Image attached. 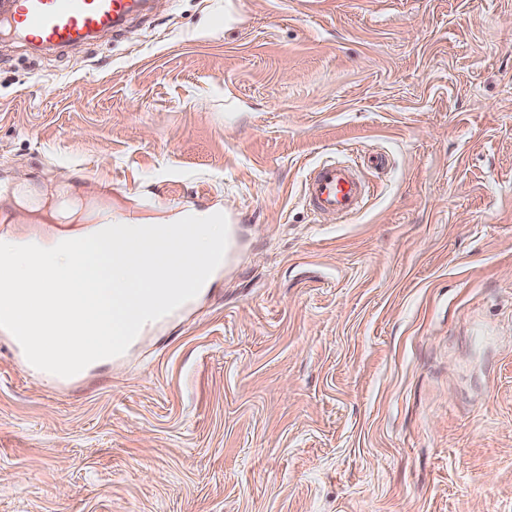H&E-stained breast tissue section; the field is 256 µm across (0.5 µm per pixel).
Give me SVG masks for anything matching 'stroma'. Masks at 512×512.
I'll return each instance as SVG.
<instances>
[{
    "label": "stroma",
    "instance_id": "1",
    "mask_svg": "<svg viewBox=\"0 0 512 512\" xmlns=\"http://www.w3.org/2000/svg\"><path fill=\"white\" fill-rule=\"evenodd\" d=\"M358 164L315 220L307 171ZM217 210L233 263L71 387L0 336V512H512V0H157L0 38V212ZM369 186L352 165L328 160L313 167L304 182V196L315 217L336 219L358 212Z\"/></svg>",
    "mask_w": 512,
    "mask_h": 512
}]
</instances>
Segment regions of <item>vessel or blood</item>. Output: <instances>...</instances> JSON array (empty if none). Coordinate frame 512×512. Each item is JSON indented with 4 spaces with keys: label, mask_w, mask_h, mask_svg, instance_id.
<instances>
[{
    "label": "vessel or blood",
    "mask_w": 512,
    "mask_h": 512,
    "mask_svg": "<svg viewBox=\"0 0 512 512\" xmlns=\"http://www.w3.org/2000/svg\"><path fill=\"white\" fill-rule=\"evenodd\" d=\"M142 6V0H0V27L28 43L62 48L120 28ZM368 195L356 168L336 160L313 167L304 182V196L319 218L353 215Z\"/></svg>",
    "instance_id": "1"
}]
</instances>
